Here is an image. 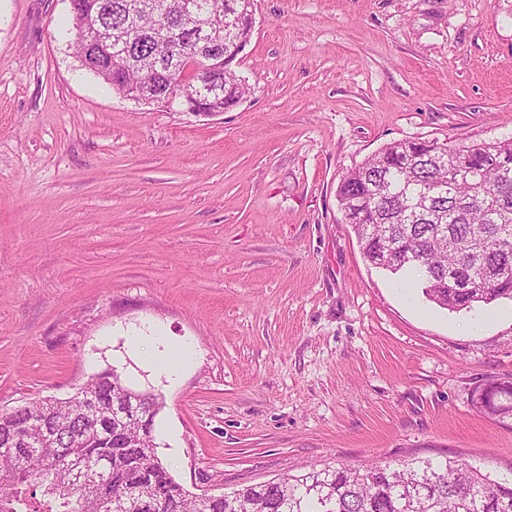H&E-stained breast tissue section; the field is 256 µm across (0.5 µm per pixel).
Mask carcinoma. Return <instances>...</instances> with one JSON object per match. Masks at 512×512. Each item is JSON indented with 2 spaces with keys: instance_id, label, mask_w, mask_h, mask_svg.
<instances>
[{
  "instance_id": "obj_1",
  "label": "carcinoma",
  "mask_w": 512,
  "mask_h": 512,
  "mask_svg": "<svg viewBox=\"0 0 512 512\" xmlns=\"http://www.w3.org/2000/svg\"><path fill=\"white\" fill-rule=\"evenodd\" d=\"M142 0H75L71 10L81 67L117 94L140 90L139 101L161 96L144 86L146 76L162 91L197 87L199 71L211 73L216 89L204 92L208 109L227 112L247 92L232 64L252 35V0H196L224 21L208 48L193 40L194 20L171 5L163 18L135 12ZM181 33L182 45L167 49L156 29ZM454 171L448 179V171ZM344 218L361 248L391 274L408 273L426 298L450 311L512 301V138L446 142L439 151L417 139L393 142L344 173L337 186ZM487 404L512 416V381L492 382ZM90 392L100 404L97 434L80 405L43 402L0 411V512H103L107 499L122 500L125 512L152 497L161 512H512V476H494L455 460H419L397 466L312 468L237 489L222 500L193 495L168 473L152 435L163 405L152 395L143 411L148 425L124 431L109 416L117 399L134 393L115 371L97 376ZM49 421L60 440H41L24 456L8 443L38 436ZM112 462L109 483L94 491L77 485L71 459L92 466Z\"/></svg>"
}]
</instances>
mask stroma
Returning <instances> with one entry per match:
<instances>
[{
  "instance_id": "obj_1",
  "label": "stroma",
  "mask_w": 512,
  "mask_h": 512,
  "mask_svg": "<svg viewBox=\"0 0 512 512\" xmlns=\"http://www.w3.org/2000/svg\"><path fill=\"white\" fill-rule=\"evenodd\" d=\"M68 0H0V410L116 369L169 473L512 470V302L457 312L366 261L336 198L386 144L512 136V0H254L249 92L208 119L82 69ZM483 322L469 329L475 317ZM191 358L176 380L131 339ZM488 387L493 388L492 396L488 395L483 390L487 397V406L492 408L490 412L487 409L486 405H483L481 402L478 405V400L474 397L473 402L474 405L481 410L496 416H501L502 418H507L512 416V381H504V382H491Z\"/></svg>"
}]
</instances>
